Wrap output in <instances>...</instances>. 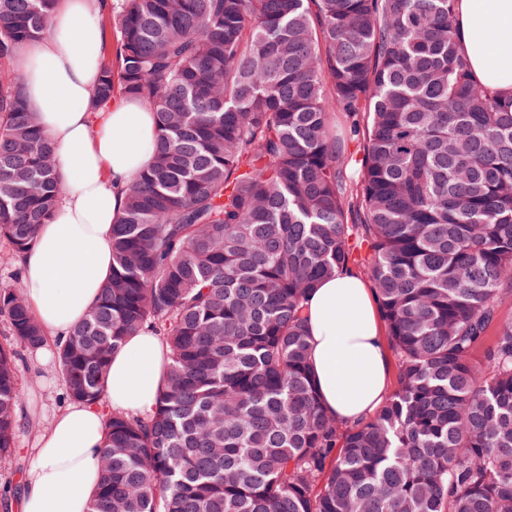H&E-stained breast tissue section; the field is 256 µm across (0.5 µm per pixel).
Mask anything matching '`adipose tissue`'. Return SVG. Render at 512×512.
Masks as SVG:
<instances>
[{
	"mask_svg": "<svg viewBox=\"0 0 512 512\" xmlns=\"http://www.w3.org/2000/svg\"><path fill=\"white\" fill-rule=\"evenodd\" d=\"M99 0H58L47 36L15 58L27 102L57 147L67 191L51 223L39 225L22 258L23 293L48 344L64 341L112 276V226L125 189L152 161L154 112L124 98L90 115L103 30ZM460 49L472 79L512 95V0H458ZM315 387L324 407L355 423L372 416L391 364L373 291L357 272L322 280L306 303ZM168 362L162 337H127L111 360L106 407L74 402L40 430L24 471L18 512H88L99 479L105 411L152 412Z\"/></svg>",
	"mask_w": 512,
	"mask_h": 512,
	"instance_id": "ef3b65f1",
	"label": "adipose tissue"
}]
</instances>
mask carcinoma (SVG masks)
Instances as JSON below:
<instances>
[{
    "instance_id": "carcinoma-1",
    "label": "carcinoma",
    "mask_w": 512,
    "mask_h": 512,
    "mask_svg": "<svg viewBox=\"0 0 512 512\" xmlns=\"http://www.w3.org/2000/svg\"><path fill=\"white\" fill-rule=\"evenodd\" d=\"M56 3L0 0L16 263L65 193L14 67ZM101 3L113 38L93 111L139 99L158 137L112 229V278L56 360L94 405L126 337L151 328L169 362L152 413H106L90 512H512V97L471 80L456 0ZM361 249L396 383L343 424L309 372L305 298ZM0 318L6 457L17 349L45 333L9 285Z\"/></svg>"
}]
</instances>
